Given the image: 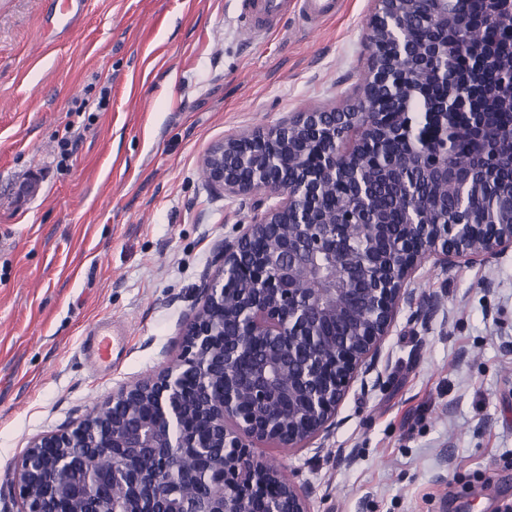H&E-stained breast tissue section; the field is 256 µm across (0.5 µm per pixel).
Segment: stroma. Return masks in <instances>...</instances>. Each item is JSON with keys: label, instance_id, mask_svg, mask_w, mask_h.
Segmentation results:
<instances>
[{"label": "stroma", "instance_id": "stroma-1", "mask_svg": "<svg viewBox=\"0 0 512 512\" xmlns=\"http://www.w3.org/2000/svg\"><path fill=\"white\" fill-rule=\"evenodd\" d=\"M45 7L0 0V512L19 508L10 480L34 439L181 358L213 245L251 215L202 156L353 104L375 11L344 0L314 28L291 13L256 41L233 0H89L49 44ZM105 87V109L84 111ZM409 286L433 315L400 310L334 423L255 453L311 512H512V251L425 260ZM101 320L123 338L104 374L80 351Z\"/></svg>", "mask_w": 512, "mask_h": 512}]
</instances>
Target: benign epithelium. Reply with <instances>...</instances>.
I'll return each instance as SVG.
<instances>
[{
	"label": "benign epithelium",
	"instance_id": "obj_1",
	"mask_svg": "<svg viewBox=\"0 0 512 512\" xmlns=\"http://www.w3.org/2000/svg\"><path fill=\"white\" fill-rule=\"evenodd\" d=\"M399 0H377L372 36L392 39L391 56H370L368 81L357 102L342 112L343 130H328L326 113L300 112L268 130L245 131L214 145L202 158L210 185L231 197L252 199V217L240 234L217 241L214 270L203 277L200 307L184 321L185 355L156 377L120 389L70 427L34 440L22 456L12 481L18 488L19 512H50V503L65 498L78 505L93 501L89 512H311L306 495L255 457L250 445L270 443L300 448L327 428L347 385L359 369L374 366L384 336L403 306L416 298L406 288L421 262L435 258L450 269L462 258H493L512 249V220L480 224L459 203L460 216L444 221L448 203L430 199L415 206L407 192L405 225L416 245L396 246L387 262L372 268L367 258L358 267L336 263L343 251L338 229L326 224L317 209L323 184L343 181L351 204L345 220L366 218L371 211L368 180L352 169L350 158L363 149L381 147L374 114L359 108L368 95L387 86L394 64L414 57L404 46L408 15ZM437 133H420L407 124L421 175L450 186H468L470 177L448 166L455 130L448 113L431 112ZM323 139L321 165L301 163L308 141ZM256 144L278 156L274 168L251 162V179L238 177L247 157L238 151ZM379 169L392 184L406 182L407 170L391 161ZM265 235L270 248L254 278V288L238 300L235 331L224 329L227 272L240 263L252 240ZM314 269L307 287L294 282ZM358 278L371 283L356 333L336 346L332 358L314 354L321 328L336 314V294L346 293ZM196 379L194 406H181L183 376ZM222 393L212 399L214 388ZM201 423L203 432L193 429ZM95 448L112 457L110 479L128 490L121 502L97 497L99 476L93 471L75 479L69 449ZM223 459H212L211 449ZM190 454L195 465L179 467L177 457ZM205 489L202 501L182 495L186 484Z\"/></svg>",
	"mask_w": 512,
	"mask_h": 512
}]
</instances>
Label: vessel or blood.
<instances>
[{"mask_svg": "<svg viewBox=\"0 0 512 512\" xmlns=\"http://www.w3.org/2000/svg\"><path fill=\"white\" fill-rule=\"evenodd\" d=\"M53 8L47 14L44 28H72L83 16L87 0H52ZM343 0H236L238 17L256 35L271 33L288 13H296L306 24L315 26L339 13ZM116 347L112 325L101 322L92 327L82 343V351L89 361L99 367H111Z\"/></svg>", "mask_w": 512, "mask_h": 512, "instance_id": "obj_1", "label": "vessel or blood"}]
</instances>
